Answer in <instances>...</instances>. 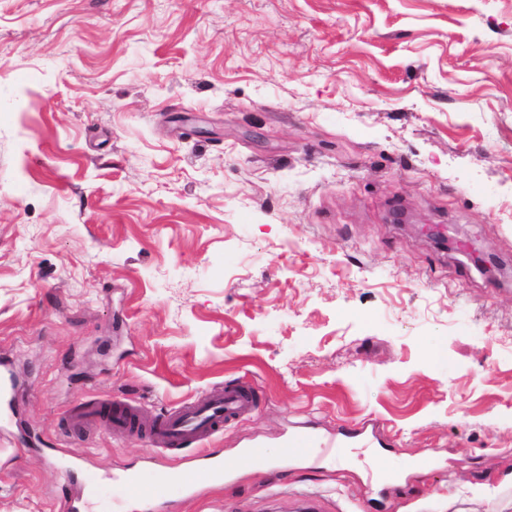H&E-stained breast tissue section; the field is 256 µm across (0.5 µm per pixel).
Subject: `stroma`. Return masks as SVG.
I'll return each instance as SVG.
<instances>
[{
    "label": "stroma",
    "mask_w": 512,
    "mask_h": 512,
    "mask_svg": "<svg viewBox=\"0 0 512 512\" xmlns=\"http://www.w3.org/2000/svg\"><path fill=\"white\" fill-rule=\"evenodd\" d=\"M0 356V512L75 459L84 512H153L112 476L192 447L72 410L244 382L205 448L265 464L176 512H512V0H0ZM365 419L389 447L280 456Z\"/></svg>",
    "instance_id": "35a3bbf8"
}]
</instances>
